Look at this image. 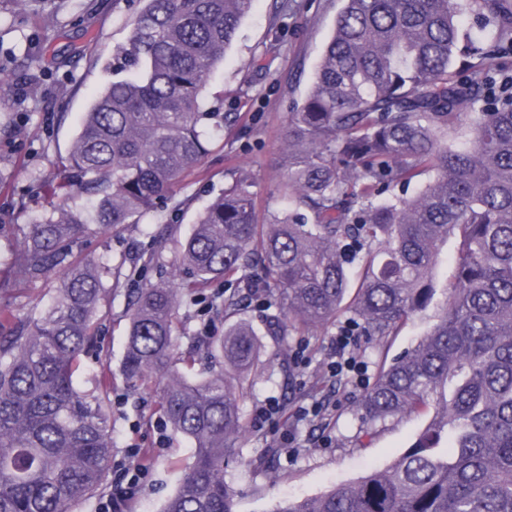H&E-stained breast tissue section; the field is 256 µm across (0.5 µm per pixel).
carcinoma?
I'll list each match as a JSON object with an SVG mask.
<instances>
[{
    "instance_id": "obj_1",
    "label": "carcinoma",
    "mask_w": 512,
    "mask_h": 512,
    "mask_svg": "<svg viewBox=\"0 0 512 512\" xmlns=\"http://www.w3.org/2000/svg\"><path fill=\"white\" fill-rule=\"evenodd\" d=\"M255 0H145L112 51V82L84 113L60 180L93 199L35 218L15 255L23 280L66 268L50 305L0 336V512H73L109 470V386L74 381L97 343L104 279L117 288L126 258L73 255L83 236L144 224L224 127L209 83ZM478 16L491 39L461 32ZM465 43L469 76L451 71ZM512 0H345L314 80L288 113V208L257 223L252 182L238 180L178 241L194 278L138 288L128 301L121 373L160 387L161 419L194 444L193 461L163 512H235L224 460L246 431L238 401L261 362L249 300L276 340L350 314L359 335L397 334L435 292L442 246L457 242L437 322L380 370L360 399L371 427L433 407L426 429L384 470L276 512H512ZM478 114L470 145L442 139L460 111ZM418 194L377 199L424 175ZM150 265L167 247L149 232ZM216 286L223 291L208 294ZM211 298L226 328L228 371L188 381L175 333L181 308Z\"/></svg>"
}]
</instances>
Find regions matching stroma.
Masks as SVG:
<instances>
[{"label":"stroma","mask_w":512,"mask_h":512,"mask_svg":"<svg viewBox=\"0 0 512 512\" xmlns=\"http://www.w3.org/2000/svg\"><path fill=\"white\" fill-rule=\"evenodd\" d=\"M142 6V0H65L50 24L39 7L21 15L11 0H0V60L6 61L13 79L9 94L0 97V278L11 286L10 292L0 294V309L8 308L14 315L12 322L0 324L1 336L17 332L32 308L47 302L56 284L52 278L23 282L8 262L32 218L59 204L54 188L61 161L84 112L112 79L100 66H90V58L109 60L113 48L126 40L129 22ZM342 6V0H257L243 19L223 67L211 81L212 90L224 94V139L179 185V207L165 210L163 221L170 224L173 237L183 238L198 213L244 175L254 183L259 221L283 207L288 114L312 83ZM150 247L143 225L126 224L84 236L74 253L112 264L122 255ZM192 277L191 268L180 262L170 245L139 278L106 290L107 317L99 326L98 343L80 361L79 388H90L92 378L103 370L112 373V461L123 459L134 441L151 459L140 492L120 503L121 512H162L191 454L189 442L176 437L155 415L158 390L137 391L122 378L127 295L147 283ZM437 314V305H430L397 336L360 340L358 350L369 376L415 347ZM205 325L211 338L223 336L224 320L212 312L194 305L182 316L181 344L196 354V378L224 363L200 340ZM334 336V331L317 327L291 338V345L306 348L307 366L301 371L289 367L287 356L277 355L273 345H266L262 363L252 373L256 384L240 402L247 432L236 444L234 460L224 467V479L236 493V512H273L283 499L315 498L333 487L354 484L371 470L390 466L428 424L430 416L424 411L390 418L375 426L367 443H360V387L350 380L317 393L310 390L329 359ZM272 400L293 409L318 400L325 410L320 418L300 422L298 447L283 448L272 424L257 420L258 409ZM259 459L266 460V467H256Z\"/></svg>","instance_id":"1"}]
</instances>
